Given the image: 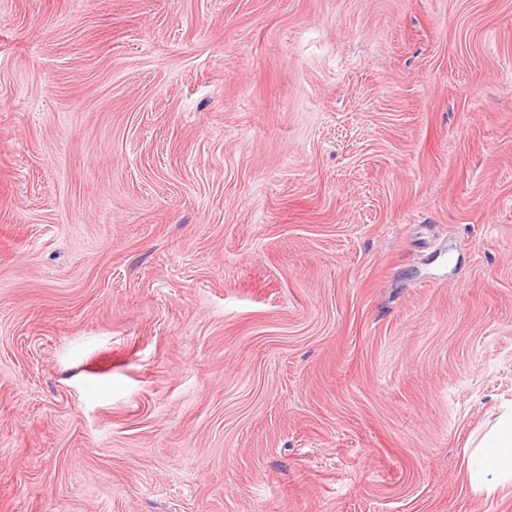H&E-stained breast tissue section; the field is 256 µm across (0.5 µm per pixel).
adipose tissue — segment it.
<instances>
[{
    "label": "adipose tissue",
    "mask_w": 512,
    "mask_h": 512,
    "mask_svg": "<svg viewBox=\"0 0 512 512\" xmlns=\"http://www.w3.org/2000/svg\"><path fill=\"white\" fill-rule=\"evenodd\" d=\"M469 460L467 479L474 492L490 497L512 487V411L475 443Z\"/></svg>",
    "instance_id": "adipose-tissue-1"
}]
</instances>
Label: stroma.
Wrapping results in <instances>:
<instances>
[{"label": "stroma", "instance_id": "stroma-1", "mask_svg": "<svg viewBox=\"0 0 512 512\" xmlns=\"http://www.w3.org/2000/svg\"><path fill=\"white\" fill-rule=\"evenodd\" d=\"M512 0H0V512H512ZM469 450L467 479L474 492L491 497L512 487V409Z\"/></svg>", "mask_w": 512, "mask_h": 512}]
</instances>
